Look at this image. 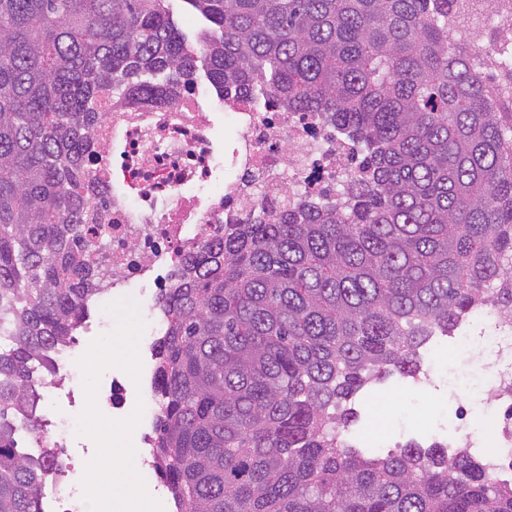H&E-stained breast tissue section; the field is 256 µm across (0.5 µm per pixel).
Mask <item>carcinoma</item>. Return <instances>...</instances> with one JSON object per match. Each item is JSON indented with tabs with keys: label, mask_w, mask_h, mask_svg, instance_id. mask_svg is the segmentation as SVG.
<instances>
[{
	"label": "carcinoma",
	"mask_w": 512,
	"mask_h": 512,
	"mask_svg": "<svg viewBox=\"0 0 512 512\" xmlns=\"http://www.w3.org/2000/svg\"><path fill=\"white\" fill-rule=\"evenodd\" d=\"M0 0V512H40L55 448L19 447L32 374L75 341L98 268L107 101L222 93L318 112L363 159L336 200L226 224L158 306L157 472L177 512H512L469 448L341 439L357 395L417 380L477 306L512 311V103L453 35L462 0ZM170 7L175 21L188 33L189 41L193 48L199 51L200 44L197 41V36L203 29L208 27V23L197 15L189 5L184 3L182 0L171 1Z\"/></svg>",
	"instance_id": "obj_1"
}]
</instances>
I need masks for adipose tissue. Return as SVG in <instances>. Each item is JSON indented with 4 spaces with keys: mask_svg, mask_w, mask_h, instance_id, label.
Listing matches in <instances>:
<instances>
[{
    "mask_svg": "<svg viewBox=\"0 0 512 512\" xmlns=\"http://www.w3.org/2000/svg\"><path fill=\"white\" fill-rule=\"evenodd\" d=\"M135 436L133 430H125L116 435L106 436L89 465L101 479L93 483L92 497H99L103 488L121 490L126 498V512H144L145 504L136 491V462L127 455V444Z\"/></svg>",
    "mask_w": 512,
    "mask_h": 512,
    "instance_id": "1",
    "label": "adipose tissue"
}]
</instances>
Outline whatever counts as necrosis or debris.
Here are the masks:
<instances>
[{
  "mask_svg": "<svg viewBox=\"0 0 512 512\" xmlns=\"http://www.w3.org/2000/svg\"><path fill=\"white\" fill-rule=\"evenodd\" d=\"M496 37L483 50L503 70L512 68V0H498L487 21ZM96 138L104 146L91 170L107 192L97 210L96 234L88 240L92 261L107 273L95 293L92 338L118 329L112 307L122 301L144 309L140 331L150 337L165 321L156 312L157 289L223 225L258 214H276L299 197L335 196L356 167V152L344 136L316 114L268 107L265 98L225 97L206 86L179 91L171 103H133L112 97ZM468 355L465 380L454 383L458 398L488 393L492 436L469 432V447L499 461L512 475V319L480 308L452 337L434 338L426 351L423 384L439 386L451 371L447 349ZM41 394L34 410L36 448H69L76 440L84 378L72 347L54 353L51 375L36 374ZM102 411L123 420L138 411L137 426L155 419L158 403L127 382L123 373L100 380ZM82 469L63 464L52 472L42 512H82Z\"/></svg>",
  "mask_w": 512,
  "mask_h": 512,
  "instance_id": "obj_1",
  "label": "necrosis or debris"
}]
</instances>
